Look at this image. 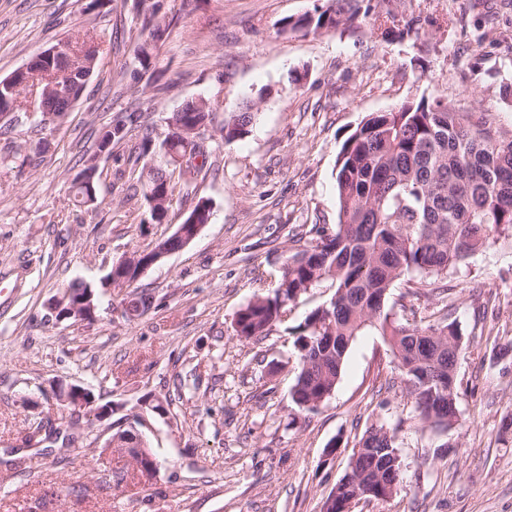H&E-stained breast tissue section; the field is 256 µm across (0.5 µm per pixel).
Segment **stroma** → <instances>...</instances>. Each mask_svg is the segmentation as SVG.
I'll list each match as a JSON object with an SVG mask.
<instances>
[{
    "label": "stroma",
    "mask_w": 512,
    "mask_h": 512,
    "mask_svg": "<svg viewBox=\"0 0 512 512\" xmlns=\"http://www.w3.org/2000/svg\"><path fill=\"white\" fill-rule=\"evenodd\" d=\"M168 30L149 69L137 58L148 33L132 0L90 13L78 0H0V79L58 40L95 39L99 54L82 99L53 128L39 115L0 121V512H322L351 450L378 421L403 419L401 481L393 498L356 512H512V240L472 260L448 299L464 337L460 417L449 432L420 428L388 344L369 330L352 343L331 397L290 421L293 330L332 294L315 288L289 305L262 340L242 341L237 312L271 289L295 240L337 221L336 156L367 115L441 98L485 116L512 139V0H380L388 34L368 18L304 34L287 20L326 0H161ZM209 101L215 122L252 100L241 140L207 131L211 165L194 195L174 194L163 223L127 180L132 137L97 154L106 125L136 114L164 132V117ZM97 163L102 202L79 204L76 175ZM213 215L184 248L151 266L131 292L153 298L142 316L103 295L93 320H56L51 304L75 280L172 235L197 198ZM90 387L110 420L79 416L73 447L30 446L33 419L60 423L55 391ZM170 399L141 432L161 467L149 481L102 454L111 422L140 398ZM340 446L332 459L331 441ZM125 472L123 482L114 473Z\"/></svg>",
    "instance_id": "stroma-1"
}]
</instances>
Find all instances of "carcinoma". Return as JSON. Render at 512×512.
<instances>
[{
	"label": "carcinoma",
	"instance_id": "cac0c4a2",
	"mask_svg": "<svg viewBox=\"0 0 512 512\" xmlns=\"http://www.w3.org/2000/svg\"><path fill=\"white\" fill-rule=\"evenodd\" d=\"M162 5L134 4L144 14L143 27L151 41L166 33L156 17ZM356 0H328L327 8L307 19L305 33H316L330 25L336 28L350 22L357 13ZM70 47L71 70L42 62L30 66L16 80H0V114L11 107L21 108L24 93L36 92L37 100L47 88H71L70 99L53 96L46 100L52 112L69 111L81 98L92 74L86 63L93 56L84 44L62 41ZM254 105L224 117L221 137L231 143L248 133L255 118ZM174 125L204 127L213 120L210 109L202 110L195 101L185 102L172 113ZM130 124L107 126L98 141V150L112 155V147L132 132ZM143 161L136 174V187L144 198L150 220L162 216L151 205L154 195H174L189 190L192 179L202 171L197 163L186 170L159 168L149 156L176 153L206 159V152L195 139L185 142L177 131L167 129L155 135L151 126H140ZM338 220L316 229V237L288 251L279 268L277 286L268 294L257 295L241 308L234 330L241 340L268 335L281 321L289 303L322 283L334 294L314 308L296 327L293 347L297 373L291 388V401L300 413H313L331 397L345 364L352 342L369 329L384 337L398 360L415 418L420 425L448 431L457 421L458 386L456 351L461 328L449 309L432 310L421 299H448V283L469 271L470 260L498 241L512 239V139L505 140L479 117L467 120L448 104L434 99L404 103L397 111L374 112L366 116L343 142L336 157ZM98 179L79 177L75 198L81 204L100 199ZM419 279L410 292L413 301L401 306L402 316L393 313L397 284ZM135 275L115 263L101 287L122 291L131 286ZM140 414L132 415L127 427L112 429L125 447L120 454L147 445L135 441ZM403 420L373 424L355 447L382 448L389 456L397 451V432ZM58 434L51 421L30 425L27 444H40ZM357 481L336 485L328 494L323 512H348L357 493L378 501L397 486L401 466H377L364 454H351Z\"/></svg>",
	"mask_w": 512,
	"mask_h": 512
}]
</instances>
